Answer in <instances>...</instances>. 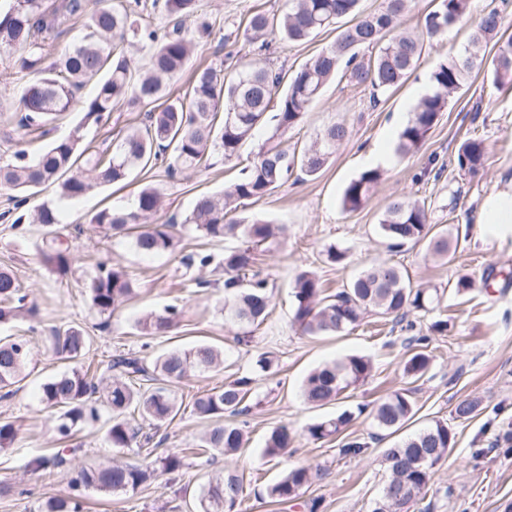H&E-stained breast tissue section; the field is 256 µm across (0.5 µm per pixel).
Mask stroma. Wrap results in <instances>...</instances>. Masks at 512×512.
<instances>
[{
  "mask_svg": "<svg viewBox=\"0 0 512 512\" xmlns=\"http://www.w3.org/2000/svg\"><path fill=\"white\" fill-rule=\"evenodd\" d=\"M285 5L286 0H199L198 13L213 29L190 59L186 74L171 83V94L182 95L189 72L199 68L253 55L258 62L293 70L333 42L336 32L332 29L301 43L274 35L268 50L254 55L243 39L247 16L256 10L277 14ZM492 9L501 14L503 31L512 34V0H473L471 14L450 28L442 42L426 48L414 74L396 92L375 104L368 89L340 78L333 80L303 122L284 137L285 145L303 146L331 124L343 122L350 129L349 139L318 177L288 181L272 194L238 208L240 215L287 227L285 240L259 256L273 297L271 314L251 346L233 343L236 327L224 312V271L218 266L225 250L238 247L239 239L210 242L182 222L197 195L222 191L237 176V167L222 155H214L208 168L173 178L160 169H136L125 187H99L60 206L63 223L73 230L76 255L63 278L41 262L38 246L43 227L29 223L20 231L13 226L18 214H31L42 202L55 199L54 187L43 188L20 208L11 193L0 190V265L13 271L40 309L36 318L0 324V337L25 340L31 350L25 379L14 386L12 396L0 398V421L12 422L19 430L13 447L0 450V485L6 487L0 492V512H31L38 503L68 494L71 472L103 462L140 460L135 451L112 448L104 420L76 425L70 437H59L58 413L42 401L41 386L72 369L53 349L55 330L69 325L87 331L90 356L97 361L125 351L140 353L152 362L173 348L199 343L216 345L224 352L222 370L195 373L171 387L179 412L157 431L161 443L153 452L184 454L181 474L171 481L159 478L134 494L84 490L85 512H199L203 488L226 471L244 475L240 512H309L313 502L318 503V512H370L387 479L381 463L383 443L371 444L356 457L339 453L343 439H367L369 420L358 418L342 437L325 441L309 438L306 428L320 417L377 401L407 386L414 387L419 407L409 431L443 419L455 432L454 447L435 466L424 499L412 505L410 512H505V504H512V223L481 224L477 216L490 198L512 193V87L497 88L484 74L473 75L453 95L420 150L403 158L394 155L398 133L420 90L427 88L432 70L443 58L463 50L481 14ZM0 76L12 88L10 95L0 98V159H6L28 138L17 122L20 93L31 77L16 67ZM143 121V110L117 109L106 124L86 127L85 138L92 146L109 150L127 127ZM468 136L481 139L486 149L484 168L475 177L460 171L456 163L458 147ZM378 153L391 156L392 161L384 166L369 203L356 212L344 211L341 195L345 186L369 169L370 158ZM147 183L160 187L165 197L156 223L178 221L180 245L174 252L144 256L130 238L103 235L89 224L103 208L130 206L140 186ZM452 194L457 197L453 209L448 206ZM399 195L424 202L431 223L447 226L450 233L460 236L455 257L448 263L432 258L422 244L393 257L413 283L445 291L439 312L449 321L447 333H429L431 317L416 320L417 331L431 336L433 362L430 371L413 384L402 370L406 335L394 330L390 318L369 314L363 326L342 336H304L293 323L291 285L296 270L315 269L327 293H335L373 259L384 256L373 226L388 201ZM332 245L347 248V264L326 263L325 251ZM199 249L212 254L214 266L202 271L188 265V257ZM103 262L124 267L137 284L135 296L106 319L91 305L86 288ZM461 273L475 279L473 289L464 296L447 288ZM201 277L210 280V287H197ZM170 306L181 312L173 334L143 335L139 318ZM262 351L278 357L277 374L254 375V357ZM349 354L370 357L369 379L337 404L309 408L301 394L307 374ZM249 374L255 382L245 447L232 457L213 450L195 453L209 423L193 413L194 398ZM465 399L478 400L479 410L470 420H456L453 410ZM281 424L292 429L294 441L286 454L266 458L265 438ZM62 448L70 451L67 468H29L31 458L49 457ZM294 467L310 468L319 476L298 500L285 505L272 502L267 489Z\"/></svg>",
  "mask_w": 512,
  "mask_h": 512,
  "instance_id": "stroma-1",
  "label": "stroma"
}]
</instances>
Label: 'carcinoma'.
<instances>
[{
	"mask_svg": "<svg viewBox=\"0 0 512 512\" xmlns=\"http://www.w3.org/2000/svg\"><path fill=\"white\" fill-rule=\"evenodd\" d=\"M198 0H165L169 17L163 31L142 25L121 0L101 6L96 0H11L0 10V63L17 60L20 68L37 74L20 97L24 115L20 127L32 133L53 124L69 111L75 95L87 82L97 81L95 95L83 102V123L102 124L112 111L123 106L148 108L144 126L121 135L112 151L94 150L83 143L82 127L68 137L58 139L35 155L16 149L11 160L0 164V188L6 191L37 193L45 184H54L59 200H74L98 186L121 184L137 167L162 165L167 175L187 173L208 166L211 156L220 152L224 160L242 163L239 177L219 194L198 196L183 223L212 242L227 237H242L241 246L224 252V300L228 316L238 326L235 339L248 344L254 328L269 315V281L255 269V254L278 243L282 230L263 220L247 222L236 217L244 200L261 199L271 194L295 171L306 177L317 176L350 135L344 123L328 126L310 145L288 151L279 141L288 130L299 125L326 85L341 76L353 86L370 91L373 103L397 90L416 69L426 47L441 41L448 29L462 21L471 10V0H434L425 16L421 33L399 30L401 17L409 0H383L372 12L360 10V0H288L281 16L254 12L246 19L243 37L262 49L268 38L280 35L290 42L309 39L322 30L336 27V38L297 71L289 75L268 64L242 63L227 73L209 67L196 73L185 95L165 106L155 108L165 92L168 80L180 74L194 51L195 37L209 33L210 24L191 27ZM346 18V26L338 25ZM82 21L80 36L51 67L43 62L54 47L56 37L71 23ZM500 13H485L458 57L442 60L430 74L431 91L413 106L398 133L394 152L397 157L418 150L447 111L449 97L471 76L483 73L496 87L512 86V36L501 34ZM130 40L148 46L147 70L134 77L130 61L118 47ZM495 41L492 56L482 52L483 45ZM370 51L368 58L359 50ZM274 121L272 135L247 156L244 146L257 128ZM483 143L468 138L457 151L460 169L476 176L484 167ZM382 179L379 169L360 173L344 188L343 208L349 212L363 209L375 186ZM162 208V194L151 184L143 186L127 210L105 208L90 220L95 228L132 237L134 249L154 256L174 250V223L151 224L149 220ZM31 221L48 229L39 251L43 262L64 277L76 256L68 243L67 226L61 224L58 206L42 203ZM375 233L387 252L399 253L409 245L424 242L436 259L450 253L448 229L430 223L425 206L407 197H394L375 224ZM92 306L102 315L111 314L135 294L131 275L119 267H100L89 284ZM294 323L308 336L340 335L360 326L365 314L375 311L392 317L400 330L411 332L415 324L411 313L426 316L440 305L437 288L415 287L407 271L389 259H379L356 273L335 294H327L319 276L300 270L293 281ZM37 314L28 302L14 274L0 268V323ZM178 311L168 307L146 315L138 326L147 336H166L175 327ZM56 353L78 362L89 352L90 341L83 329L69 326L55 332ZM408 355L403 374L416 382L430 369L428 337L407 338ZM30 353L19 340L0 339V391L25 378ZM224 365V354L209 344L174 349L152 365L135 353H119L102 360L94 371L74 370L63 373L42 387V401L50 408H62L58 433L66 438L72 428L84 421L100 418L98 405L112 414L107 436L112 447L124 450L152 435L135 422V416L155 427L172 421L178 413L175 399L166 384L179 381L191 372H208ZM257 370L265 375L279 371V359L269 351L255 359ZM371 359L347 355L312 370L304 380V402L321 408L362 385L371 376ZM254 378L239 376L224 387L194 398L193 412L214 424L200 439V447L212 448L226 456L246 444L245 423L224 421L249 410L247 399ZM368 413L373 432L370 439L381 441L404 429L417 414L414 389L401 388L357 411L345 410L336 416L310 424L306 432L315 440L340 434L355 414ZM292 431L286 425L274 428L266 439L264 455L276 457L292 444ZM455 434L448 423L436 420L413 435L399 439L384 449L382 462L388 472L373 512H407L423 494L433 477L435 465L448 455ZM67 464L61 454L35 457L29 468L39 470L50 465ZM183 469L177 454L159 456L140 465L115 463L93 466L77 472L69 480L70 494L52 500L39 512H83L81 491L93 487L112 493H135L139 487L163 475H176ZM313 474L305 467L291 469L269 488L274 502L295 501L311 483ZM244 491V476L228 472L209 482L201 499L202 512H238Z\"/></svg>",
	"mask_w": 512,
	"mask_h": 512,
	"instance_id": "cac0c4a2",
	"label": "carcinoma"
}]
</instances>
